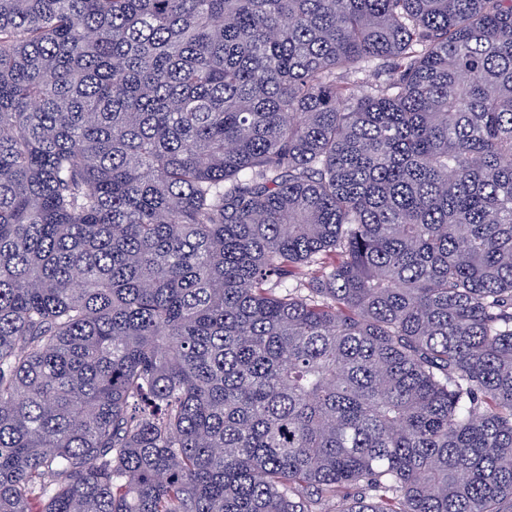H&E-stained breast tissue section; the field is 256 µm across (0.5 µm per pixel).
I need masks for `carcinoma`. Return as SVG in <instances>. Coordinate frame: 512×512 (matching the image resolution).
Returning a JSON list of instances; mask_svg holds the SVG:
<instances>
[{
	"label": "carcinoma",
	"instance_id": "1",
	"mask_svg": "<svg viewBox=\"0 0 512 512\" xmlns=\"http://www.w3.org/2000/svg\"><path fill=\"white\" fill-rule=\"evenodd\" d=\"M0 512H512V0H0Z\"/></svg>",
	"mask_w": 512,
	"mask_h": 512
}]
</instances>
